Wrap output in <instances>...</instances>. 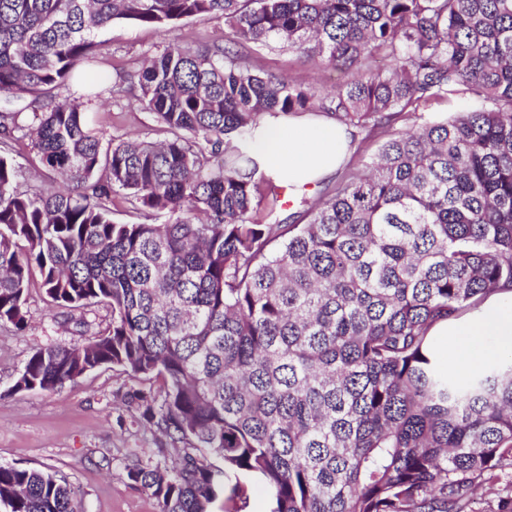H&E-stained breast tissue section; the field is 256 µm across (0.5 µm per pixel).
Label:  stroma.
Here are the masks:
<instances>
[{
    "label": "stroma",
    "mask_w": 512,
    "mask_h": 512,
    "mask_svg": "<svg viewBox=\"0 0 512 512\" xmlns=\"http://www.w3.org/2000/svg\"><path fill=\"white\" fill-rule=\"evenodd\" d=\"M109 47L100 73L106 79L141 68L145 57L172 40L230 43L223 21L197 17L163 32L151 26L116 23L103 34ZM243 65L308 84L329 87L331 80L318 60L292 51L250 46L240 49ZM137 88L125 85L105 95L98 117L104 143L129 136L165 139L152 113L136 100ZM28 327L20 333L0 328V463L20 468L49 467L64 475L86 512H158L145 490L127 478L124 462L140 449L158 447V433L145 426L125 401L133 388L158 391L155 380L136 379L118 367H102L52 391L14 393L10 387L31 353L57 343L82 344L102 333L111 321L106 308H85L89 325L74 327V311L51 303L33 276L24 307Z\"/></svg>",
    "instance_id": "1"
}]
</instances>
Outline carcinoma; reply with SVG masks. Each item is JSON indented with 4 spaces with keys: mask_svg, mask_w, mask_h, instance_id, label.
Instances as JSON below:
<instances>
[{
    "mask_svg": "<svg viewBox=\"0 0 512 512\" xmlns=\"http://www.w3.org/2000/svg\"><path fill=\"white\" fill-rule=\"evenodd\" d=\"M196 16L342 81L318 95L220 43H169L123 80L171 138L102 150L101 34ZM455 96L466 110L387 132L300 223H269L265 116L374 131ZM21 137L65 190H18ZM120 193L145 221H113ZM35 272L55 304L112 322L35 350L9 391L104 366L161 380L159 398L126 394L161 436L125 466L158 512L221 495L240 512L248 476L271 512H468L512 470V354L461 379L431 332L512 291V0H0L1 326L26 327ZM0 505L79 512L65 477L2 463Z\"/></svg>",
    "mask_w": 512,
    "mask_h": 512,
    "instance_id": "cac0c4a2",
    "label": "carcinoma"
}]
</instances>
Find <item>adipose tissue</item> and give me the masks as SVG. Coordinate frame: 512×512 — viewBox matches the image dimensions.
Returning a JSON list of instances; mask_svg holds the SVG:
<instances>
[{
  "label": "adipose tissue",
  "mask_w": 512,
  "mask_h": 512,
  "mask_svg": "<svg viewBox=\"0 0 512 512\" xmlns=\"http://www.w3.org/2000/svg\"><path fill=\"white\" fill-rule=\"evenodd\" d=\"M258 149L279 184L299 194L342 165L348 139L335 120L292 118L267 123ZM434 333L449 337L453 363L464 374L477 363L512 353V309L490 303L468 321L439 324Z\"/></svg>",
  "instance_id": "ef3b65f1"
}]
</instances>
